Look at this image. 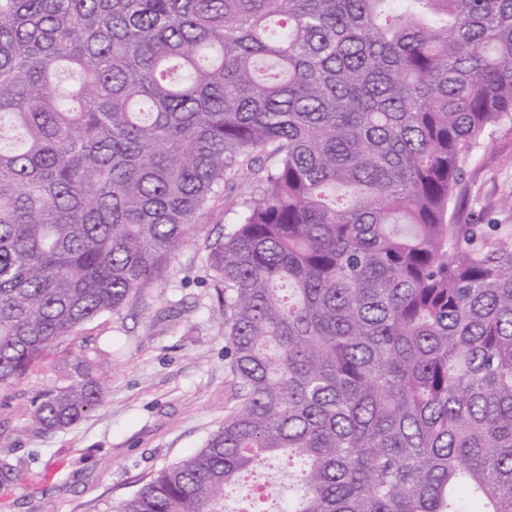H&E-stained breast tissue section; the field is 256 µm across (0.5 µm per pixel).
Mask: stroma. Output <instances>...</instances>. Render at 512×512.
<instances>
[{
    "label": "stroma",
    "instance_id": "35a3bbf8",
    "mask_svg": "<svg viewBox=\"0 0 512 512\" xmlns=\"http://www.w3.org/2000/svg\"><path fill=\"white\" fill-rule=\"evenodd\" d=\"M465 224H494L512 243V123L496 128L463 163ZM250 187L224 188L163 278L119 312L63 343L44 367L0 394V512H111L161 469L204 447L238 404L206 245L237 219ZM109 356L105 401L77 426L23 432L31 399L67 382L75 359Z\"/></svg>",
    "mask_w": 512,
    "mask_h": 512
}]
</instances>
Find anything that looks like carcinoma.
<instances>
[{"mask_svg": "<svg viewBox=\"0 0 512 512\" xmlns=\"http://www.w3.org/2000/svg\"><path fill=\"white\" fill-rule=\"evenodd\" d=\"M512 123V0H0V392L207 244L240 402L115 512H512V245L457 222ZM86 357L25 430L104 401Z\"/></svg>", "mask_w": 512, "mask_h": 512, "instance_id": "obj_1", "label": "carcinoma"}]
</instances>
